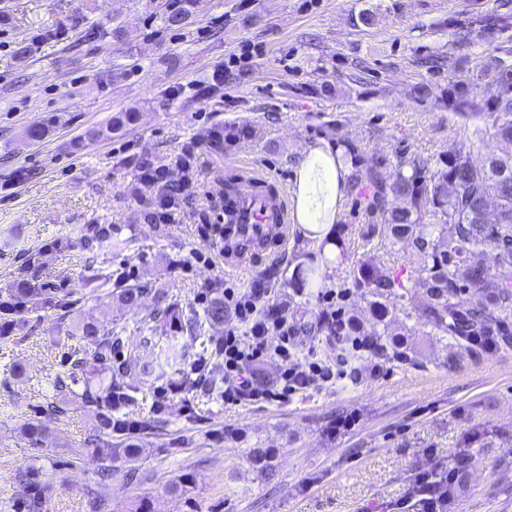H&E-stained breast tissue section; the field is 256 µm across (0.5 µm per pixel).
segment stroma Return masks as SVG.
Returning <instances> with one entry per match:
<instances>
[{"label":"stroma","instance_id":"35a3bbf8","mask_svg":"<svg viewBox=\"0 0 512 512\" xmlns=\"http://www.w3.org/2000/svg\"><path fill=\"white\" fill-rule=\"evenodd\" d=\"M501 0H197L180 30L151 23L154 0H0V288L29 253L54 284L66 310L16 313L19 335L0 338V512H28L19 478L41 468L52 492L39 512H383L386 503L417 506L419 470L463 467L453 512H512V347L449 367V340L422 335L413 289L387 304L407 327L408 348L421 363L387 365L355 388L308 389L285 401H224V358L193 369L197 347L182 334L151 332L155 289L183 317L202 312L201 297L218 286L263 282L267 302L303 304L308 318L327 312L317 295L296 293L288 263L310 251L299 234L229 271L223 254L194 260L216 235L217 193L225 175L259 173L289 193L293 170L318 140L347 141L367 157L430 159L460 149L482 163L492 141L470 137L472 122L437 103L459 82L490 98L493 86L471 67L422 68L421 58L456 55L448 29L432 23L496 10ZM369 9L373 25L351 18ZM222 72L223 82L212 78ZM427 86L420 96L418 86ZM179 96H172V89ZM135 112L126 131L109 132L113 116ZM42 126L32 140L27 132ZM235 130L220 149L213 130ZM152 157L165 180L186 186L173 219L157 234L135 197L141 161ZM17 187H6L9 179ZM348 192L339 215L349 259L329 267L321 292L344 289L347 311L370 321L352 270L366 257L398 274L415 256L394 251L386 237L365 238L361 198ZM112 238L97 244L99 226ZM146 285L137 305L113 297L112 276ZM123 329L126 350L155 363L160 347L185 353L164 375L142 378L144 397L165 396L164 426L137 434V458L106 464L87 450L100 432L96 407L81 399L50 424L41 445L20 425L54 396L65 376L71 317ZM17 363L22 375L7 371ZM357 416L353 430L333 434L337 418ZM254 448L269 449L257 470ZM191 481L170 493V480Z\"/></svg>","mask_w":512,"mask_h":512}]
</instances>
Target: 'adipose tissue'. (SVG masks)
<instances>
[{
  "label": "adipose tissue",
  "mask_w": 512,
  "mask_h": 512,
  "mask_svg": "<svg viewBox=\"0 0 512 512\" xmlns=\"http://www.w3.org/2000/svg\"><path fill=\"white\" fill-rule=\"evenodd\" d=\"M337 147L331 144L307 149L293 180L295 221L303 228L330 232L347 186V169L337 167Z\"/></svg>",
  "instance_id": "adipose-tissue-1"
}]
</instances>
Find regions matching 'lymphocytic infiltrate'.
<instances>
[{"label": "lymphocytic infiltrate", "mask_w": 512, "mask_h": 512, "mask_svg": "<svg viewBox=\"0 0 512 512\" xmlns=\"http://www.w3.org/2000/svg\"><path fill=\"white\" fill-rule=\"evenodd\" d=\"M261 293L226 288L224 300L233 306L236 325L225 328L221 339L224 354V401L236 403L243 389H250L252 398L275 400L299 391L323 386L346 388L357 385L364 369L381 373L383 364L373 337L344 336L337 347L336 362L325 365L316 360H296L294 330L286 316H268ZM264 360L282 363L280 393L251 388L244 375L247 369Z\"/></svg>", "instance_id": "lymphocytic-infiltrate-1"}]
</instances>
